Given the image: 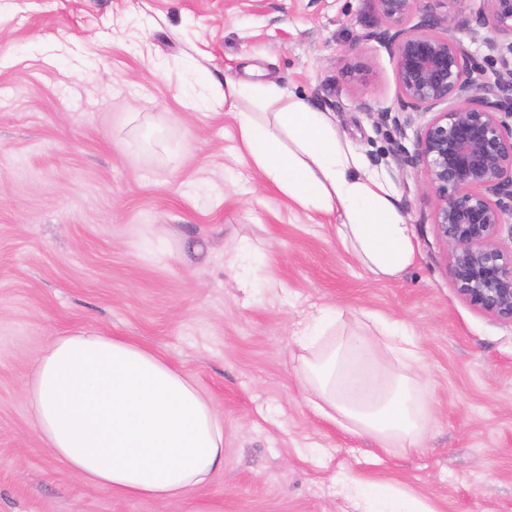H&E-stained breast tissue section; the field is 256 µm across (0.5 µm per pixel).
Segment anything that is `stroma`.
<instances>
[{
	"instance_id": "obj_1",
	"label": "stroma",
	"mask_w": 512,
	"mask_h": 512,
	"mask_svg": "<svg viewBox=\"0 0 512 512\" xmlns=\"http://www.w3.org/2000/svg\"><path fill=\"white\" fill-rule=\"evenodd\" d=\"M374 0H0V512H358L348 477L436 512H512V324L463 299L432 224L415 124L369 32ZM374 78L348 83L347 65ZM306 95L393 183L416 234L395 280L336 216L289 203L240 157L225 75ZM256 275L240 287V243ZM336 307L413 325L431 382L421 448L384 450L317 415L291 359ZM93 326L192 377L224 424V469L184 499L111 493L46 448L23 395L55 337Z\"/></svg>"
}]
</instances>
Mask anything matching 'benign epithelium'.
<instances>
[{"label": "benign epithelium", "instance_id": "obj_1", "mask_svg": "<svg viewBox=\"0 0 512 512\" xmlns=\"http://www.w3.org/2000/svg\"><path fill=\"white\" fill-rule=\"evenodd\" d=\"M379 26L369 34L392 56L400 107L383 110L402 131L416 114H432L417 130L416 161L434 200L432 224L446 244L458 293L512 323V249L500 245L512 213V0H487L471 38L489 50L478 62L453 35L455 14H423L419 0H374ZM346 79L366 85L370 70L349 65Z\"/></svg>", "mask_w": 512, "mask_h": 512}]
</instances>
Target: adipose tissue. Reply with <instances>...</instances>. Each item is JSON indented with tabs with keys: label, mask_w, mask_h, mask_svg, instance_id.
Here are the masks:
<instances>
[{
	"label": "adipose tissue",
	"mask_w": 512,
	"mask_h": 512,
	"mask_svg": "<svg viewBox=\"0 0 512 512\" xmlns=\"http://www.w3.org/2000/svg\"><path fill=\"white\" fill-rule=\"evenodd\" d=\"M224 109L240 152L295 206L338 214L336 234L374 276L398 278L415 259V235L391 183L342 139L329 113L277 85L224 80ZM252 111H244V104ZM326 306L293 335L307 402L324 419L382 448L421 447L429 430L423 359L402 318L375 316L371 334L337 333ZM398 357L386 371L374 347ZM25 397L40 440L74 476L133 498L171 500L224 468V428L195 383L138 342L96 329L52 340ZM365 512H434L392 487L353 484Z\"/></svg>",
	"instance_id": "ef3b65f1"
}]
</instances>
